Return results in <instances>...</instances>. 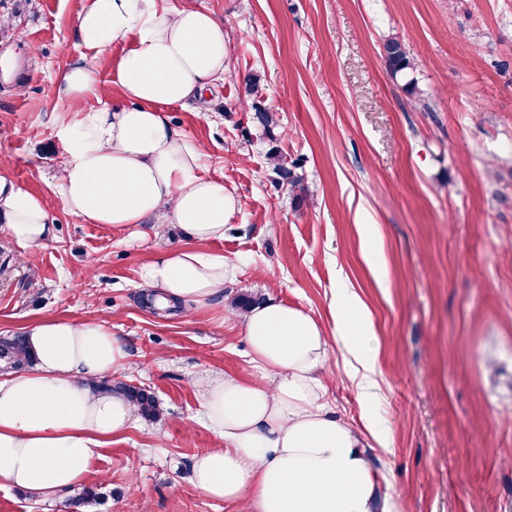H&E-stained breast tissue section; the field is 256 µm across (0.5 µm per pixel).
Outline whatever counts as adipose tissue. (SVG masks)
Returning a JSON list of instances; mask_svg holds the SVG:
<instances>
[{"mask_svg":"<svg viewBox=\"0 0 512 512\" xmlns=\"http://www.w3.org/2000/svg\"><path fill=\"white\" fill-rule=\"evenodd\" d=\"M77 38L91 57L62 74L56 94L87 106L62 119L65 146L52 198L0 177V230L40 248L52 235V206L85 224H142L157 214L187 225L193 246L159 254L139 270L160 303L208 304L223 289V239L236 201L200 171L203 151L175 130L165 109L201 98L229 65L224 23L195 0L171 10L161 0H84ZM122 48L112 81L123 102L94 106L92 60ZM331 323L273 298L243 319L253 371L242 379L198 376L202 418L221 442L195 456L191 480L241 512H387L362 433L325 402L331 349L365 370L371 386L378 348L370 314L338 287ZM34 369L0 377V482L35 494L80 485L97 448L134 423L135 407L101 382L128 352L106 323L44 320L25 330Z\"/></svg>","mask_w":512,"mask_h":512,"instance_id":"1","label":"adipose tissue"}]
</instances>
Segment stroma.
<instances>
[{
  "label": "stroma",
  "instance_id": "obj_1",
  "mask_svg": "<svg viewBox=\"0 0 512 512\" xmlns=\"http://www.w3.org/2000/svg\"><path fill=\"white\" fill-rule=\"evenodd\" d=\"M223 20L231 64L203 100L172 105L174 128L205 145L202 171L237 201L223 240L232 269L208 305L157 313L138 271L192 246L178 224H85L62 209L26 249L0 232V337L46 319L111 316L129 353L126 382L161 417L99 448L86 486L112 495L90 512H238L192 484L217 447L194 378L249 373L241 294L271 295L330 321L345 283L378 341L375 410L387 426L368 454L395 512H512V0H196ZM83 0H0V176L52 195L64 147L56 81L83 50ZM404 44L422 101L392 77L384 38ZM259 81L264 130L242 109ZM279 151L307 187L274 174ZM373 225L380 264L367 257ZM326 399L362 426L365 409L338 351ZM0 484V512H65ZM263 88L256 81H251L248 89V95L252 99V109L255 112V119L265 130H271V128L278 125L280 121L276 112H272L261 106L259 100L263 97Z\"/></svg>",
  "mask_w": 512,
  "mask_h": 512
}]
</instances>
